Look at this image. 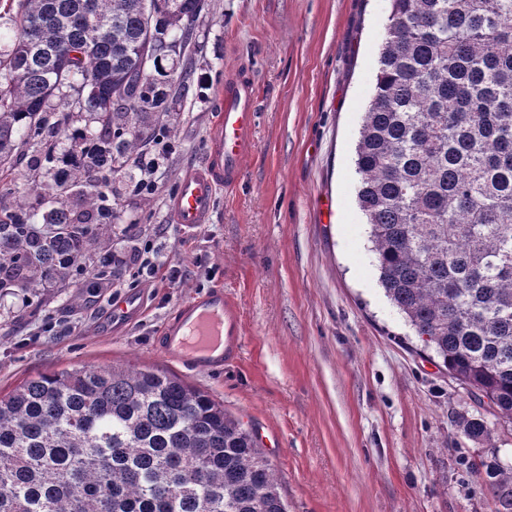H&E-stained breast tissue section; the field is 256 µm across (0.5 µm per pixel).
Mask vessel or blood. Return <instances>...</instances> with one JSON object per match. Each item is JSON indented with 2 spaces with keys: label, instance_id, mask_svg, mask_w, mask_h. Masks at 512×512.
I'll return each instance as SVG.
<instances>
[{
  "label": "vessel or blood",
  "instance_id": "obj_1",
  "mask_svg": "<svg viewBox=\"0 0 512 512\" xmlns=\"http://www.w3.org/2000/svg\"><path fill=\"white\" fill-rule=\"evenodd\" d=\"M256 90L250 80L227 79L215 100V119L209 150L201 167L181 178L170 212L175 224L193 229L207 223L218 188L236 186L243 162L255 147ZM166 358L200 371L224 368L237 361L243 349L244 326L234 298L216 286L181 303L161 333Z\"/></svg>",
  "mask_w": 512,
  "mask_h": 512
}]
</instances>
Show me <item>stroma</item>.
<instances>
[{"mask_svg":"<svg viewBox=\"0 0 512 512\" xmlns=\"http://www.w3.org/2000/svg\"><path fill=\"white\" fill-rule=\"evenodd\" d=\"M198 50L185 56L194 83L175 112L141 125L139 159L154 162L158 189L131 193L137 167L115 178L86 172L113 215L104 248L76 275L0 295V393L71 365L134 364L176 374L252 427L273 465L288 512H495L493 490L471 461L512 468V424L478 405L430 351L417 352L403 315L386 297L357 204L355 146L372 95L390 0H205ZM236 75L257 90L255 148L239 184L219 190L208 224H174L168 202L183 173L202 164L214 99ZM65 118L56 156L95 128L71 99L50 101ZM176 144L154 143L155 128ZM14 164L8 205L40 213L56 193V169ZM150 239L159 261L179 263L175 284L130 287L115 263L130 240ZM221 285L243 315V353L202 372L161 355L156 341L175 308ZM134 293L140 312L114 321ZM483 417L491 436L460 435L461 416Z\"/></svg>","mask_w":512,"mask_h":512,"instance_id":"obj_1","label":"stroma"}]
</instances>
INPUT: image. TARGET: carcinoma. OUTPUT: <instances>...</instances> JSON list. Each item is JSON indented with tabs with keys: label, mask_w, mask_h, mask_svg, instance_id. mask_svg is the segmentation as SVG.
Listing matches in <instances>:
<instances>
[{
	"label": "carcinoma",
	"mask_w": 512,
	"mask_h": 512,
	"mask_svg": "<svg viewBox=\"0 0 512 512\" xmlns=\"http://www.w3.org/2000/svg\"><path fill=\"white\" fill-rule=\"evenodd\" d=\"M22 0L0 51V187L5 165L41 145L56 161L46 108L65 92L94 115L79 159L57 173L62 199L35 221L0 206V290L36 291L83 273L112 213L86 167L125 173L137 125L169 110L167 89L195 45L204 0ZM357 199L387 297L421 347L475 402L512 424V0H391L356 147ZM465 437L491 435L462 418ZM498 512L512 470L486 467ZM288 512L253 429L173 373L135 365L68 367L0 396V512Z\"/></svg>",
	"instance_id": "carcinoma-1"
}]
</instances>
